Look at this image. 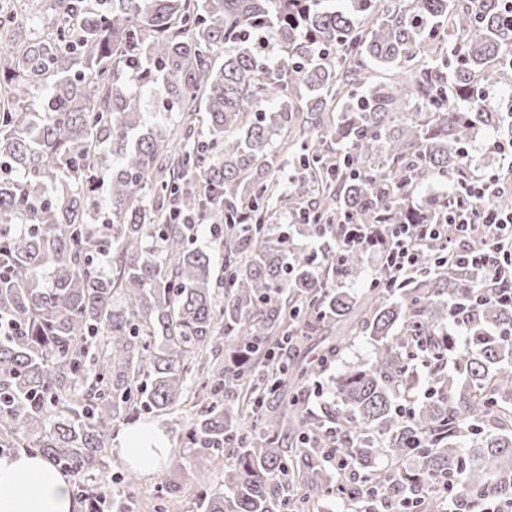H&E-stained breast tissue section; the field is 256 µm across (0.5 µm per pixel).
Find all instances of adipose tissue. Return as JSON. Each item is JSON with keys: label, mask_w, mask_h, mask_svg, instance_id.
<instances>
[{"label": "adipose tissue", "mask_w": 512, "mask_h": 512, "mask_svg": "<svg viewBox=\"0 0 512 512\" xmlns=\"http://www.w3.org/2000/svg\"><path fill=\"white\" fill-rule=\"evenodd\" d=\"M119 455L141 474L160 471L169 454L155 427L129 430ZM0 512H81L65 476L39 455L18 451L0 456Z\"/></svg>", "instance_id": "1"}]
</instances>
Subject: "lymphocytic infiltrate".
Listing matches in <instances>:
<instances>
[{"label": "lymphocytic infiltrate", "instance_id": "obj_1", "mask_svg": "<svg viewBox=\"0 0 512 512\" xmlns=\"http://www.w3.org/2000/svg\"><path fill=\"white\" fill-rule=\"evenodd\" d=\"M504 188L499 174L474 168L464 184L448 197L435 222L409 229L388 224L382 231L380 262L394 279H406L430 256L435 267L449 258L480 270L487 288L470 305L495 303L512 309V207L500 204Z\"/></svg>", "mask_w": 512, "mask_h": 512}]
</instances>
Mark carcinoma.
<instances>
[{
    "instance_id": "1",
    "label": "carcinoma",
    "mask_w": 512,
    "mask_h": 512,
    "mask_svg": "<svg viewBox=\"0 0 512 512\" xmlns=\"http://www.w3.org/2000/svg\"><path fill=\"white\" fill-rule=\"evenodd\" d=\"M506 3L54 0L42 38L6 29L0 455L88 474L113 426L193 398L192 457L227 459L197 512H313L328 429L364 471L336 481L345 512H432L450 482L475 512L481 493L512 497V311L480 307L464 324L477 343L448 364L450 306L486 282L424 256L413 278L354 295L336 281L365 251L334 247L336 224L432 223L414 193L466 179L478 132L512 142V96L484 100L512 88ZM145 95L175 128L146 127ZM285 152L300 166L286 192ZM285 199L302 223H273ZM186 215L212 221L222 272ZM360 330L372 361L332 378L337 404L300 407L294 389ZM322 332L323 356L290 367L281 348ZM176 468L168 499L197 477Z\"/></svg>"
}]
</instances>
